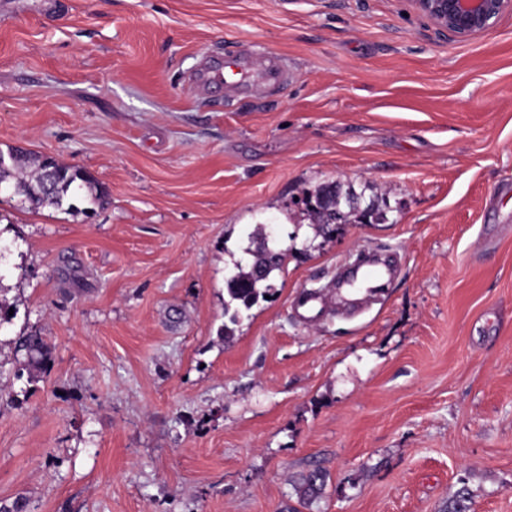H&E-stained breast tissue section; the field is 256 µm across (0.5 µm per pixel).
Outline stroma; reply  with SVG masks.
<instances>
[{
    "label": "stroma",
    "instance_id": "stroma-1",
    "mask_svg": "<svg viewBox=\"0 0 512 512\" xmlns=\"http://www.w3.org/2000/svg\"><path fill=\"white\" fill-rule=\"evenodd\" d=\"M243 49L283 61L280 87L195 90ZM15 144L108 200L0 196V500L444 512L465 485L472 512H512V13L459 44L406 0H0ZM328 183L375 217L315 234L299 199ZM259 223L297 251L227 339L229 257ZM364 255L397 274L347 299L336 272ZM22 332L53 350L33 383ZM325 485L326 473L317 468L301 473L294 481L293 489L300 502L311 506L322 498Z\"/></svg>",
    "mask_w": 512,
    "mask_h": 512
}]
</instances>
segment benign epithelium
Here are the masks:
<instances>
[{"mask_svg":"<svg viewBox=\"0 0 512 512\" xmlns=\"http://www.w3.org/2000/svg\"><path fill=\"white\" fill-rule=\"evenodd\" d=\"M434 32L449 40L465 43L487 32L506 11L512 0H407Z\"/></svg>","mask_w":512,"mask_h":512,"instance_id":"obj_1","label":"benign epithelium"}]
</instances>
